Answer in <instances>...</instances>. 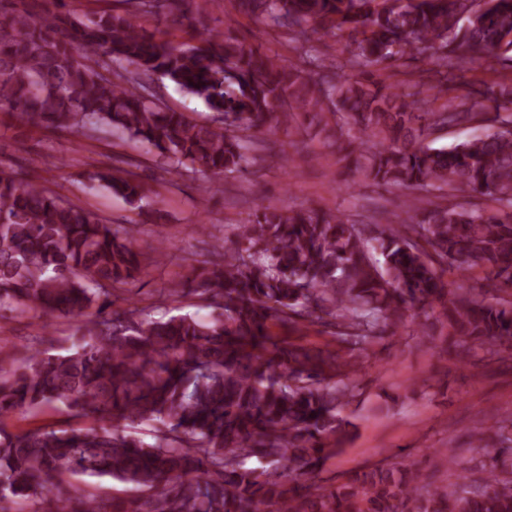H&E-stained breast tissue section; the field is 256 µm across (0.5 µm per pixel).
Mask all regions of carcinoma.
I'll return each instance as SVG.
<instances>
[{
  "label": "carcinoma",
  "mask_w": 512,
  "mask_h": 512,
  "mask_svg": "<svg viewBox=\"0 0 512 512\" xmlns=\"http://www.w3.org/2000/svg\"><path fill=\"white\" fill-rule=\"evenodd\" d=\"M173 0H127L126 14L80 18L63 0H0V110L19 124L90 136L107 128L167 158L172 173L244 172L251 133L292 113L341 115L358 132L343 159L364 179L407 191L393 219L358 224L320 209L259 204L237 225L238 245L203 261L192 288L218 313L154 317L114 308L143 270L135 224H114L38 179L0 170V318L63 320L79 336L49 354L0 348V502L40 512H512V422L474 435L481 476L421 493L417 467L378 462L318 479L349 436L343 412L357 393L340 379L362 371L355 351L419 309L454 338L458 358L512 359V81L458 89L474 58L512 62V0H237L238 11L308 44L349 33L350 72L310 56L307 70L210 29L202 46H173L144 31L141 13ZM430 54L439 70L403 90L368 70ZM134 67L126 73L112 66ZM113 72V76L105 72ZM160 75L205 101L198 122L146 96ZM478 123L449 148L422 141L433 125ZM138 208L142 184L118 168L95 173ZM475 193L495 206L461 199ZM480 268L486 300L448 271ZM331 329L339 348L281 338L303 324ZM63 410L90 427L13 420ZM153 426V442L137 436ZM255 459L259 467L248 465ZM103 478L138 493L110 502L71 483Z\"/></svg>",
  "instance_id": "cac0c4a2"
}]
</instances>
